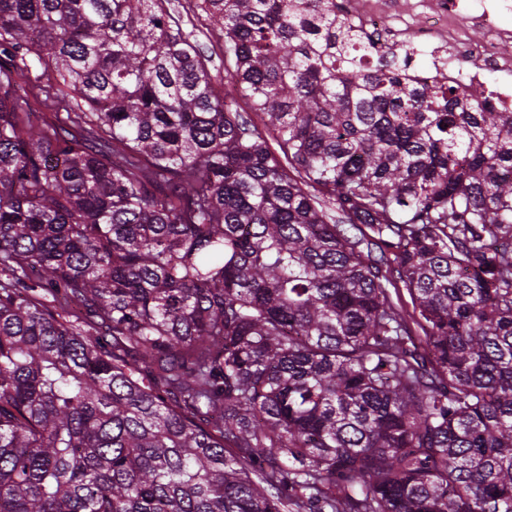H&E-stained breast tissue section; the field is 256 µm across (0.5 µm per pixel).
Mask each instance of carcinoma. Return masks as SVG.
<instances>
[{"mask_svg": "<svg viewBox=\"0 0 512 512\" xmlns=\"http://www.w3.org/2000/svg\"><path fill=\"white\" fill-rule=\"evenodd\" d=\"M170 2L0 0V512H512V112Z\"/></svg>", "mask_w": 512, "mask_h": 512, "instance_id": "carcinoma-1", "label": "carcinoma"}]
</instances>
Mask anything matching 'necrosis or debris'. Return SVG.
<instances>
[{
	"instance_id": "1",
	"label": "necrosis or debris",
	"mask_w": 512,
	"mask_h": 512,
	"mask_svg": "<svg viewBox=\"0 0 512 512\" xmlns=\"http://www.w3.org/2000/svg\"><path fill=\"white\" fill-rule=\"evenodd\" d=\"M347 16L378 49L397 41L410 55H429L428 68L411 71L413 81L498 76L495 98L512 112V55L500 51L512 44V0H357ZM475 28L484 31L483 41L468 40Z\"/></svg>"
}]
</instances>
